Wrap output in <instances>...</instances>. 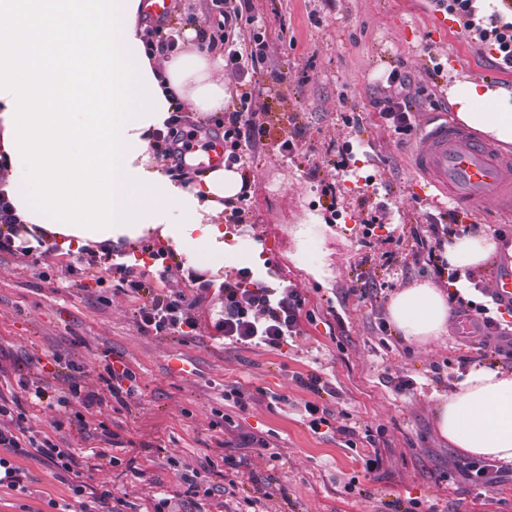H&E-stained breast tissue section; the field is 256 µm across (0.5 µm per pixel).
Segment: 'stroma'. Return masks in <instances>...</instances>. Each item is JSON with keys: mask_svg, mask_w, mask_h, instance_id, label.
Listing matches in <instances>:
<instances>
[{"mask_svg": "<svg viewBox=\"0 0 512 512\" xmlns=\"http://www.w3.org/2000/svg\"><path fill=\"white\" fill-rule=\"evenodd\" d=\"M251 3L266 21L260 67L286 78L256 86L224 73L226 111L251 92L267 135L240 168L245 221L224 222L236 253L223 272L250 269L249 255L260 253L254 279L302 292L303 333L279 349L225 343L214 328L218 292L200 293L177 267L160 281L154 255L164 246L155 238L134 243L133 268L159 290L185 295L196 327L184 335L142 333L139 299L58 244L37 260L1 254L0 391L17 395L34 436L50 434L78 465L65 473L38 456L15 457L22 485L0 486V512H56L73 502L76 485L108 487L125 512H149L158 492L172 512H400L412 499L434 512H512V471L471 485L467 456L435 426V406L449 392L435 371L462 380L475 349L453 322L426 345L388 324L395 292L426 281L447 287L411 236L446 217L411 166L416 134L398 133L373 106L395 69L412 78L420 123L449 110L453 80L490 77L512 91V72L495 68L464 29L435 31L436 0ZM291 137L299 153L289 157L280 144ZM349 169L358 184L346 182ZM389 253L397 263L388 268ZM367 281L374 287L366 291ZM111 360L137 377L125 404L108 396L87 411L58 406L71 381L100 390ZM312 373L324 382L317 394L301 383ZM402 378L412 387L399 389ZM35 385L45 390L39 404L29 395ZM233 388L242 403L227 399ZM310 402L327 419L316 431ZM69 410L83 412L85 428L53 430L51 420ZM343 425L353 435L340 434ZM105 429L121 446L102 441ZM192 472L211 497L187 494L180 476Z\"/></svg>", "mask_w": 512, "mask_h": 512, "instance_id": "obj_1", "label": "stroma"}]
</instances>
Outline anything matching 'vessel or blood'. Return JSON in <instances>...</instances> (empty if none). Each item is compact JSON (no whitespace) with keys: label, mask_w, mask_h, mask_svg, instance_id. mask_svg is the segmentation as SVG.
Wrapping results in <instances>:
<instances>
[{"label":"vessel or blood","mask_w":512,"mask_h":512,"mask_svg":"<svg viewBox=\"0 0 512 512\" xmlns=\"http://www.w3.org/2000/svg\"><path fill=\"white\" fill-rule=\"evenodd\" d=\"M413 167L438 203L465 212L490 203L512 210V154L445 114L434 112L426 120Z\"/></svg>","instance_id":"vessel-or-blood-1"}]
</instances>
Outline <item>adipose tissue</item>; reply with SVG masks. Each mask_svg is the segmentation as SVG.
Listing matches in <instances>:
<instances>
[{"label": "adipose tissue", "mask_w": 512, "mask_h": 512, "mask_svg": "<svg viewBox=\"0 0 512 512\" xmlns=\"http://www.w3.org/2000/svg\"><path fill=\"white\" fill-rule=\"evenodd\" d=\"M142 0H0V178L21 236L64 250L127 248L155 234L188 268L224 265V203L243 178L217 167L171 178L150 156L153 134L173 112L223 111L224 55L188 44L162 58L147 42ZM448 102L462 124L512 145V101L484 81H458ZM498 241L482 232L451 236L449 269L479 270ZM392 323L426 343L448 330L437 285L395 293ZM439 437L472 457L512 462V370L478 364L441 397Z\"/></svg>", "instance_id": "ef3b65f1"}]
</instances>
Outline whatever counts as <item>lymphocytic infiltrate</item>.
Wrapping results in <instances>:
<instances>
[{"label": "lymphocytic infiltrate", "instance_id": "f902f5d3", "mask_svg": "<svg viewBox=\"0 0 512 512\" xmlns=\"http://www.w3.org/2000/svg\"><path fill=\"white\" fill-rule=\"evenodd\" d=\"M474 0H448V8L459 17L463 28L474 33L478 41L494 47L496 62L502 69H512V20H505L502 11L496 10L488 19L476 16ZM250 0H225L222 18L209 33L203 34L200 48L212 49L215 45L224 47V63L236 72L239 78H251L257 72L265 56L266 43L261 34H253L249 53L240 52L233 39L236 29L241 26L245 14L250 13ZM411 78L400 71H392L387 78V90L377 98L374 107L403 132L413 129V101ZM266 135L263 124L258 123L248 108L236 109L224 115V136L230 139L232 150L225 157L226 166H233L239 160L241 145L252 146ZM198 136L197 129H184L182 118L172 115L166 136L157 138L153 151L158 159L165 161L168 172L179 176L188 170L187 155ZM84 264L94 267L105 265L107 271L117 275L120 288L141 298L136 322L143 333L159 336L183 334L185 328L195 327L191 306L180 293L158 294L143 276L121 263L103 264L100 256L88 254ZM250 274L239 270L236 278L225 279L220 287L223 296L221 310L215 323L216 330L226 340L242 346H266L281 348L292 337L301 335V312L305 300L295 286L282 289L269 288L262 283H250ZM456 314L479 315L484 330L482 345L492 353L512 358V335L502 332L490 305L464 298L455 300ZM17 397L0 394V417H11L13 428H0V447L10 448L16 454L37 455L44 458L57 470L69 472L76 464L70 449L60 447L50 436L28 437L26 417L14 414L13 406Z\"/></svg>", "mask_w": 512, "mask_h": 512}]
</instances>
